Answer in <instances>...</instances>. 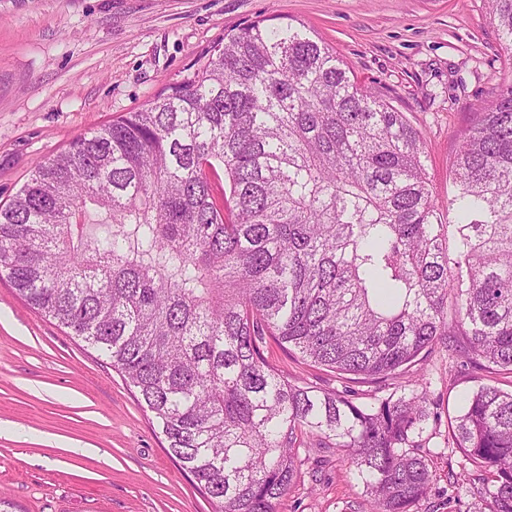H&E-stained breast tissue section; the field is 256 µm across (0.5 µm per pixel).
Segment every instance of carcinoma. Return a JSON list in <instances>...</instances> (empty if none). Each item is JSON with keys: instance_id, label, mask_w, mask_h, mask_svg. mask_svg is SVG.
<instances>
[{"instance_id": "cac0c4a2", "label": "carcinoma", "mask_w": 512, "mask_h": 512, "mask_svg": "<svg viewBox=\"0 0 512 512\" xmlns=\"http://www.w3.org/2000/svg\"><path fill=\"white\" fill-rule=\"evenodd\" d=\"M488 4L512 54V0ZM451 173L452 223L406 115L303 29L257 20L39 163L0 207V276L137 390L216 512H277L307 441L345 453L372 512H413L434 484L423 376L357 404L264 347L385 383L461 336L512 372V83ZM451 438L486 473L476 512H512V391L480 387Z\"/></svg>"}]
</instances>
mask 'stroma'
<instances>
[{"label": "stroma", "instance_id": "stroma-1", "mask_svg": "<svg viewBox=\"0 0 512 512\" xmlns=\"http://www.w3.org/2000/svg\"><path fill=\"white\" fill-rule=\"evenodd\" d=\"M259 19L304 27L406 113L425 137L433 196L447 208L448 170L476 105L512 83L486 0H0V204L38 162L147 107L225 34ZM266 355L293 382L360 404L388 394L273 344ZM414 370L440 414L427 423L423 453L435 481L417 512H474V468L449 441V424L479 387L511 388L512 374L440 346ZM300 455L301 477L277 512H372L343 452ZM0 497L9 512H215L122 376L4 277Z\"/></svg>", "mask_w": 512, "mask_h": 512}]
</instances>
